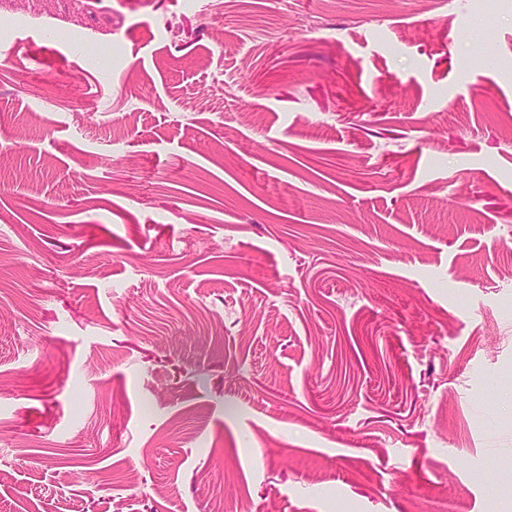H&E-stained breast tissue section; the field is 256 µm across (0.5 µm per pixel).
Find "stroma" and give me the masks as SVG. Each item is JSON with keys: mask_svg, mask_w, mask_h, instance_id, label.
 Masks as SVG:
<instances>
[{"mask_svg": "<svg viewBox=\"0 0 512 512\" xmlns=\"http://www.w3.org/2000/svg\"><path fill=\"white\" fill-rule=\"evenodd\" d=\"M512 0H0V512H494Z\"/></svg>", "mask_w": 512, "mask_h": 512, "instance_id": "obj_1", "label": "stroma"}]
</instances>
